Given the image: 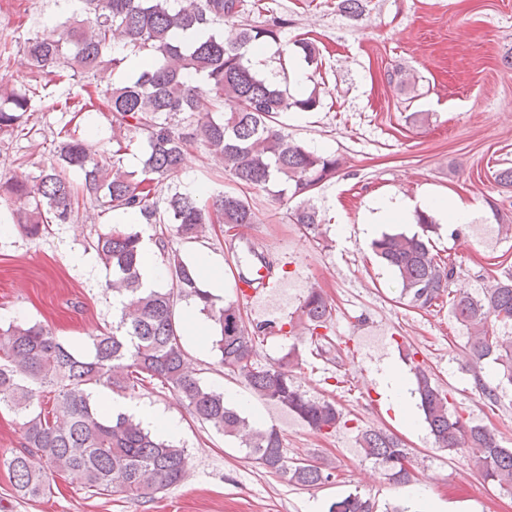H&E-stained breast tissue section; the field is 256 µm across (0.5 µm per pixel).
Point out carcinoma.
<instances>
[{
    "label": "carcinoma",
    "mask_w": 512,
    "mask_h": 512,
    "mask_svg": "<svg viewBox=\"0 0 512 512\" xmlns=\"http://www.w3.org/2000/svg\"><path fill=\"white\" fill-rule=\"evenodd\" d=\"M79 2L65 21L24 42L34 86L17 89L0 78V135L11 136L27 125L34 96L72 80L79 91L60 109L111 114L118 149L108 162L88 153L81 140L61 136L53 160L35 180L0 181V209H7L11 223L30 239L41 237L51 224L71 223L81 198L118 215L130 213L133 225L160 228L158 244L170 284L142 288L141 233L117 224L92 242L112 270L109 289L120 303L112 330L78 351L41 324L0 326V408L21 419L23 432L21 448L0 458V467L8 469L24 498L51 493V481L59 476L94 494L154 500L185 479L187 449L128 413L113 414L94 394L98 386L127 393L157 381L177 393L196 420L238 442L247 457L288 483L313 487L330 481L333 473L309 460L288 458L275 428L250 422L189 370L177 314L183 301L214 323L213 347L224 369L242 377L257 396L288 408L319 433L346 425L333 400L309 397L294 385L293 369L302 364L296 344L269 367L256 363V346L272 326L248 328L235 302L216 305L198 267L170 246L173 237L197 241L215 224L256 223L248 199L239 193L173 188L184 151L195 144L217 158L239 186L299 199L293 223L319 236L322 220L314 198L323 183L336 177L341 161L293 139L285 122L290 112L321 107L319 89L294 95L288 81H273L254 67L253 49L281 44V26L241 21L242 0ZM135 58L142 59L138 71L99 90L102 72H124ZM132 129L146 133L138 172L123 167L126 132ZM71 173L78 182L69 178ZM417 223L422 233H384L371 249L397 276L399 299L407 306L427 311L449 297L453 317L468 333L474 374L487 358L500 366L496 386L477 382L482 395L496 401L498 390L512 386V273L477 296L451 295L455 263L434 253L432 244L439 225L430 215L417 217ZM331 320V306L313 289L289 322L290 338L298 339V330L310 333L316 355L322 356L332 343L318 329L328 328ZM414 378L412 394L436 448L473 452L484 478L512 493V448L495 430L468 426L455 415L428 369L415 366ZM358 442L385 479L410 481L409 452L400 440L381 429H363ZM328 512L376 510L374 502L356 493L332 503Z\"/></svg>",
    "instance_id": "1"
}]
</instances>
